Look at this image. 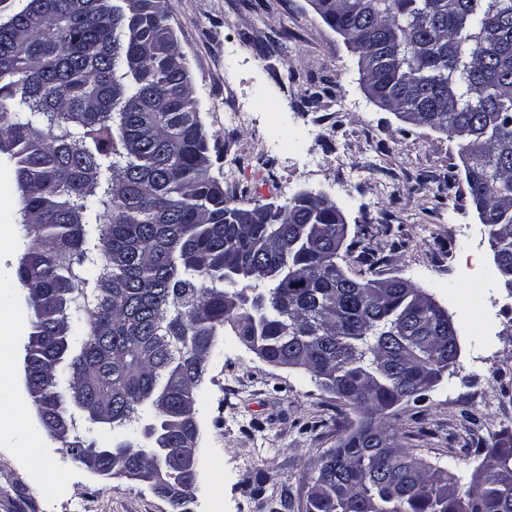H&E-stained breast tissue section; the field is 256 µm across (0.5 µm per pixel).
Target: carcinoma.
<instances>
[{"instance_id": "carcinoma-1", "label": "carcinoma", "mask_w": 512, "mask_h": 512, "mask_svg": "<svg viewBox=\"0 0 512 512\" xmlns=\"http://www.w3.org/2000/svg\"><path fill=\"white\" fill-rule=\"evenodd\" d=\"M381 107L459 141L496 275L512 282V0H318ZM0 158L14 175L31 324L24 385L44 430L85 465L77 422L57 428L62 375L82 418L114 433L149 408L168 455L199 439L192 413L229 325L264 360L306 371L357 421L308 465L304 512H512L495 443L462 484L402 443L392 408L457 363L441 313L390 277L350 275L336 213L295 194L258 224L210 176V146L167 0H0ZM109 414L103 422L95 409ZM91 472L151 471L170 512L189 476L123 437Z\"/></svg>"}]
</instances>
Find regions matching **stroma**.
<instances>
[{
    "mask_svg": "<svg viewBox=\"0 0 512 512\" xmlns=\"http://www.w3.org/2000/svg\"><path fill=\"white\" fill-rule=\"evenodd\" d=\"M204 129L214 148L210 174L223 180L235 157L233 194L284 205L299 191L327 196L343 213L348 236L371 232L382 276L407 279L452 317L459 356L452 371L416 402L399 405L406 443L428 463L469 482L478 448L512 440V290L496 276L487 229L465 184L458 141L404 122L366 94L357 55L311 0H168ZM310 79L311 88L289 74ZM318 91L308 100V90ZM243 105L248 123L224 114ZM387 154L375 155L374 145ZM11 171L0 170V360L9 364L17 401L28 398L24 347L31 312L18 279L7 276L23 249ZM197 407L199 475L191 512H302L305 462L336 447L350 422L334 395L299 369L267 362L232 329L219 338ZM28 411L0 428V512H169L148 485L105 479L42 437Z\"/></svg>",
    "mask_w": 512,
    "mask_h": 512,
    "instance_id": "obj_1",
    "label": "stroma"
}]
</instances>
